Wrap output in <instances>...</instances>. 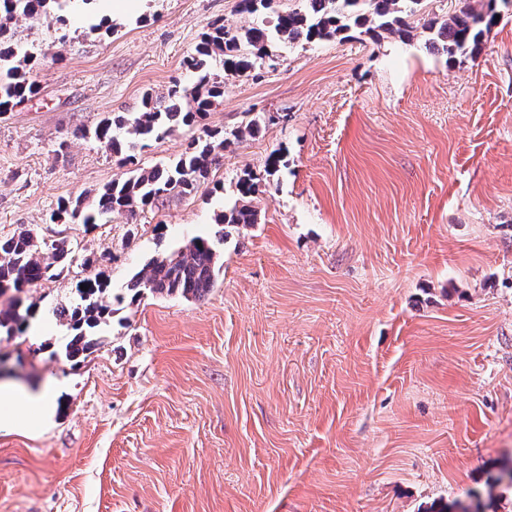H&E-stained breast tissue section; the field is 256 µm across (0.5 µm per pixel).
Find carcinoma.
I'll return each instance as SVG.
<instances>
[{
  "mask_svg": "<svg viewBox=\"0 0 512 512\" xmlns=\"http://www.w3.org/2000/svg\"><path fill=\"white\" fill-rule=\"evenodd\" d=\"M95 0H0V114L11 111L37 93V85L29 75L37 56L13 40L12 26L19 21L34 24L47 13L70 6L90 8ZM269 0H238V11L253 17L252 26L237 30L215 24L204 34L197 54L185 61L197 73L191 88L173 83L167 100L146 96L141 112H114L100 121L93 132L105 150L122 156L126 164L134 163L136 154L149 143L170 135L175 127L198 125L209 112L215 99L224 95L223 83L212 73L215 66L230 75H243L256 63L270 57L273 42L314 43L340 37L358 30L372 38L386 32L402 39L412 38L408 18L415 15L421 0H302L299 9L279 11ZM466 0L454 14L444 18L431 16L423 23L427 33L425 47L442 49L449 57L475 54L486 32L496 24L498 0ZM265 123L261 114L249 118L245 126L224 133L203 131L193 138L184 153L175 160L150 169H131L95 194V205L84 199L63 200L49 216L51 223L65 216L86 226H96L114 211L130 215L144 212L160 198L171 194L190 195L208 183L212 168L231 139L243 133L257 132ZM236 188L245 199L259 191V182L244 172ZM220 224H254L255 211L247 204L234 205L218 219ZM88 271L78 279L73 296L66 303L51 308L57 321L67 324L72 335L64 345L65 358L75 364L92 353L100 344L98 329L112 320L113 305H133L145 293L179 295L201 300L214 288L221 266L213 243L197 237L182 249L153 258L145 269L131 278L129 296L114 295L101 274L90 271L95 260L79 257L65 242L47 244L32 231L23 229L0 238V295L60 277L74 263ZM86 289H81L80 285ZM37 304L22 306L12 299L0 309V331L8 336L22 335L36 316Z\"/></svg>",
  "mask_w": 512,
  "mask_h": 512,
  "instance_id": "cac0c4a2",
  "label": "carcinoma"
}]
</instances>
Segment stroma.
I'll use <instances>...</instances> for the list:
<instances>
[{"label": "stroma", "instance_id": "obj_1", "mask_svg": "<svg viewBox=\"0 0 512 512\" xmlns=\"http://www.w3.org/2000/svg\"><path fill=\"white\" fill-rule=\"evenodd\" d=\"M237 3L98 0L92 20L17 26L39 90L0 115V236L67 241L116 293L152 258L226 237L205 299L118 306L79 364L55 319L0 335V380L58 392L48 426L0 428V512H423L470 495L512 512V486L489 484L512 460V6L453 60L418 33L272 44L249 75H218L210 129L266 122L212 184L134 221L47 223L123 174L97 124L192 84L208 26H249ZM198 133L151 143L139 167ZM246 170L265 187L257 222L219 226ZM83 274L24 299L69 301Z\"/></svg>", "mask_w": 512, "mask_h": 512}]
</instances>
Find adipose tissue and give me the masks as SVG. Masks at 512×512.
<instances>
[{"label": "adipose tissue", "instance_id": "ef3b65f1", "mask_svg": "<svg viewBox=\"0 0 512 512\" xmlns=\"http://www.w3.org/2000/svg\"><path fill=\"white\" fill-rule=\"evenodd\" d=\"M55 413L53 389L45 388L34 393L8 383L0 384V426L29 430L43 424Z\"/></svg>", "mask_w": 512, "mask_h": 512}]
</instances>
